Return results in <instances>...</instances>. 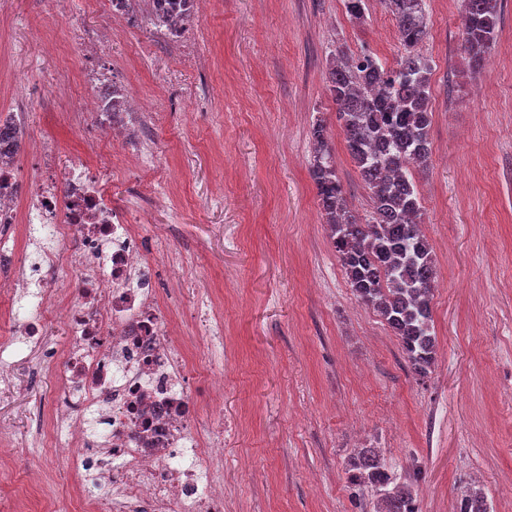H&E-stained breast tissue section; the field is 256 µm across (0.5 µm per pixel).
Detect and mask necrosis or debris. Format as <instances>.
<instances>
[{"mask_svg":"<svg viewBox=\"0 0 512 512\" xmlns=\"http://www.w3.org/2000/svg\"><path fill=\"white\" fill-rule=\"evenodd\" d=\"M50 84L67 103L83 149L65 155L52 139L35 140L32 153L44 176L36 185L24 184L15 155L24 144L21 126L32 93L22 90L10 136L0 143V224L42 225L54 247L40 265L19 264L0 274V287L11 294L21 286L35 289L32 312L19 330L26 344H41L48 307L67 324L69 344L56 369L66 397L58 417L66 440L58 453L69 476L89 473L111 483L93 499V512H224V484L216 472L224 462L218 428L226 371L208 369L206 385L215 400L202 411L155 281L159 266L174 268L179 261L149 253L139 232L159 197H115L109 175L93 163L99 141L85 131L88 117L97 118L122 139L127 157L144 166L152 159L147 138L157 114L142 106L132 124L126 112L113 111L112 72L104 66L77 75L58 71ZM59 267L78 282L76 296L66 301L44 280L45 271ZM91 410L106 417L105 447L85 438Z\"/></svg>","mask_w":512,"mask_h":512,"instance_id":"necrosis-or-debris-1","label":"necrosis or debris"}]
</instances>
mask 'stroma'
<instances>
[{"label": "stroma", "mask_w": 512, "mask_h": 512, "mask_svg": "<svg viewBox=\"0 0 512 512\" xmlns=\"http://www.w3.org/2000/svg\"><path fill=\"white\" fill-rule=\"evenodd\" d=\"M500 4L480 72L468 67L460 0H429L418 47L432 63V154L411 174L437 272L436 360L424 376L354 294L309 172L320 118L348 207L369 211L328 71L339 50L395 66L403 48L379 0H369L362 24L343 0H219L186 34L189 55L146 18L113 40L114 80L159 112L154 170L142 177L107 136L97 162L118 192L148 180L167 196L142 235L180 254L184 277L200 285L169 304L192 388H202L209 365H229L224 417L237 430L224 445L225 512H376L374 491L348 480L363 445L412 491L419 512H456L473 486L490 512H512L501 492L512 477V0ZM0 12L11 20L0 31V71L22 58V80L40 90L29 136L78 150L47 81L88 66L73 28L107 27L103 0H69L65 16L53 0H0ZM189 89L199 94L192 104L183 100ZM3 237L22 262L54 246L38 224L1 227ZM208 318L223 330L202 341L196 332ZM13 342L11 379L0 382V452L9 459L0 489L17 493L19 512H77L78 496L100 489L73 486L54 453L63 324L52 320L40 346Z\"/></svg>", "instance_id": "1"}]
</instances>
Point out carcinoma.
<instances>
[{
	"label": "carcinoma",
	"mask_w": 512,
	"mask_h": 512,
	"mask_svg": "<svg viewBox=\"0 0 512 512\" xmlns=\"http://www.w3.org/2000/svg\"><path fill=\"white\" fill-rule=\"evenodd\" d=\"M462 2V42L470 67L478 72L498 36L499 0ZM380 3L394 16L404 46L396 67H385L370 53L353 58L339 51L328 77L336 122L370 190L369 219L360 220L346 204L321 119L311 132L310 175L351 288L385 319L420 374L432 364L436 343L431 330L436 270L419 228L422 205L409 173V166H425L432 153L430 64L415 53L428 34L427 0ZM349 480L356 487L375 488L379 512H419L410 492L392 484L370 448L359 451Z\"/></svg>",
	"instance_id": "1"
}]
</instances>
